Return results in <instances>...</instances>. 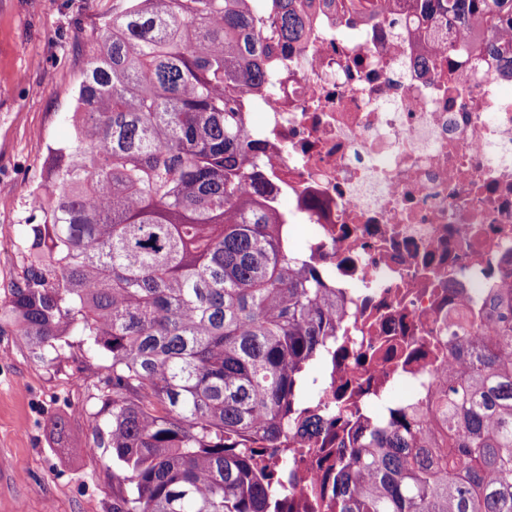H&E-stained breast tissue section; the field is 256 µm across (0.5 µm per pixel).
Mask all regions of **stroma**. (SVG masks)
Wrapping results in <instances>:
<instances>
[{"instance_id":"stroma-1","label":"stroma","mask_w":512,"mask_h":512,"mask_svg":"<svg viewBox=\"0 0 512 512\" xmlns=\"http://www.w3.org/2000/svg\"><path fill=\"white\" fill-rule=\"evenodd\" d=\"M112 0H0V289L21 275L19 242L48 146L66 118ZM111 361L78 337L46 365L11 326L0 329V512H112V451L103 380Z\"/></svg>"}]
</instances>
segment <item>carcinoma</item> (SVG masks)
<instances>
[{"instance_id":"cac0c4a2","label":"carcinoma","mask_w":512,"mask_h":512,"mask_svg":"<svg viewBox=\"0 0 512 512\" xmlns=\"http://www.w3.org/2000/svg\"><path fill=\"white\" fill-rule=\"evenodd\" d=\"M398 0H336L371 13ZM512 53V0H404ZM302 0H121L92 44L22 228L0 323L46 364L80 336L111 359L112 512H280L283 444L326 431L302 400L336 341V293L265 205L241 101L297 41ZM434 421L403 411L342 448L335 512H512V298Z\"/></svg>"}]
</instances>
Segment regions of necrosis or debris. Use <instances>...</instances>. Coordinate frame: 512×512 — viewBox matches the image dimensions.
Segmentation results:
<instances>
[{"mask_svg":"<svg viewBox=\"0 0 512 512\" xmlns=\"http://www.w3.org/2000/svg\"><path fill=\"white\" fill-rule=\"evenodd\" d=\"M308 12L273 94L243 102L268 206L311 225L300 256L336 290L348 356L326 361L319 404L349 440L426 408L459 368L451 330L486 324L491 293L512 288V66L446 27L418 33L411 12ZM327 453L320 438L290 446L286 512L331 481Z\"/></svg>","mask_w":512,"mask_h":512,"instance_id":"necrosis-or-debris-1","label":"necrosis or debris"}]
</instances>
